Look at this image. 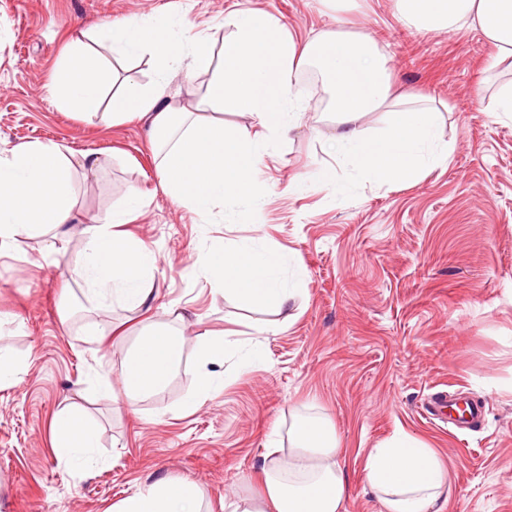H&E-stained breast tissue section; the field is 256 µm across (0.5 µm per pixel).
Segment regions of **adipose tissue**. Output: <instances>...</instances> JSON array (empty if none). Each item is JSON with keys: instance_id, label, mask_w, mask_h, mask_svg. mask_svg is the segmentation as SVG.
Wrapping results in <instances>:
<instances>
[{"instance_id": "adipose-tissue-1", "label": "adipose tissue", "mask_w": 512, "mask_h": 512, "mask_svg": "<svg viewBox=\"0 0 512 512\" xmlns=\"http://www.w3.org/2000/svg\"><path fill=\"white\" fill-rule=\"evenodd\" d=\"M394 6L399 20L419 31L478 28L497 49L491 69L512 71V0H394ZM224 24L231 33L217 50L201 38L183 42L184 21L169 17L106 28L99 38L114 54L148 57L154 74L150 84L107 94L112 72L97 52L78 43L60 63L54 95L66 111L88 121H146L158 146L163 192L202 216L227 202L260 204L259 160L274 151L279 137L298 127L303 105L297 87L308 65L321 75L330 94L328 109L336 114V128L326 140L334 163L320 171V183L335 184L341 164L370 179L408 182L447 160L448 146L438 139L439 108L402 106L394 95L389 60L369 37L324 31L300 46L259 10L230 12ZM182 71L205 79L188 103L169 91ZM227 110L251 114L257 130L227 125L219 118ZM380 111L390 114L391 128L367 137L358 119ZM98 164L95 155L77 156L52 142L22 144L0 156V246L68 224L73 173ZM142 206L139 196H131L126 207L84 229L86 251L75 270L96 302L110 299L137 310L157 294L155 254L120 231ZM285 264L284 252L242 240L205 246L192 268L215 292L283 313L299 293L282 277ZM186 342L182 330L167 324L141 333L123 359L127 399L163 391ZM288 444L287 454L274 448L263 457L262 494L235 499L233 512H343L349 487L333 425L294 417ZM97 445V431L81 411L58 413L52 430L58 457L79 461ZM364 473L385 512H439L438 503L448 498V480L435 450L404 433L372 449ZM204 498L194 483L162 478L140 485L114 512H201Z\"/></svg>"}]
</instances>
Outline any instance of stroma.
<instances>
[{
  "label": "stroma",
  "instance_id": "obj_1",
  "mask_svg": "<svg viewBox=\"0 0 512 512\" xmlns=\"http://www.w3.org/2000/svg\"><path fill=\"white\" fill-rule=\"evenodd\" d=\"M357 2L337 12L320 0H0V154L52 140L101 158L75 172L63 233L22 237L0 252V311L16 318L0 328V348L25 361L0 386V512H112L148 478L194 482L206 512H225V497L261 489L268 439L287 441L299 414L329 420L341 438L345 512H384L363 463L400 432L435 449L450 486L441 512H512V119L492 110L512 72L487 71L495 48L480 31L419 32L397 18L394 0ZM234 9L265 11L301 44L338 27L368 34L390 59L396 92L448 102L447 161L410 183L340 166L345 191L333 193L315 178L331 161L324 142L335 125L327 98L306 82L300 126L262 158V204L203 217L162 191L146 123L92 124L51 95L66 48L91 43L98 29L135 15L182 17L189 37L217 46ZM293 179L306 191L291 192ZM133 194L145 205L127 229L156 254L155 285L171 315L93 306L74 273L83 226ZM252 238L288 257L283 276L303 290L290 321L212 294L191 272L203 246ZM153 322L179 324L187 344L166 390L131 410L122 361ZM92 323L123 333L93 337ZM221 330L259 343L263 359L243 369L225 356L213 367L223 391L184 409L201 372L199 336ZM102 377L111 393L99 390ZM442 390L485 399L483 424L460 433L426 419ZM71 404L98 430L89 467L52 448L53 419Z\"/></svg>",
  "mask_w": 512,
  "mask_h": 512
}]
</instances>
